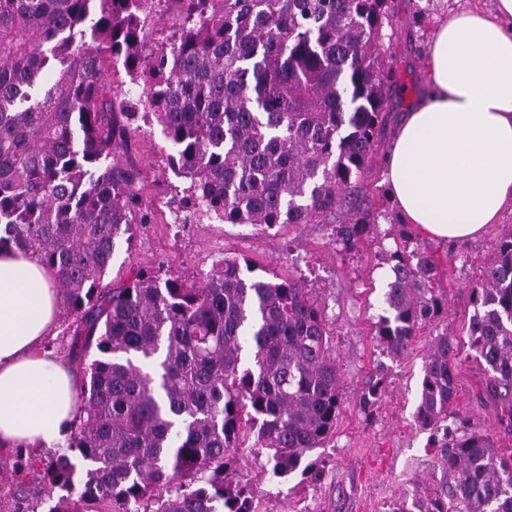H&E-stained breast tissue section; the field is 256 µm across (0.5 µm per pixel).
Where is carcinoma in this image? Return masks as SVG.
<instances>
[{
    "instance_id": "carcinoma-1",
    "label": "carcinoma",
    "mask_w": 512,
    "mask_h": 512,
    "mask_svg": "<svg viewBox=\"0 0 512 512\" xmlns=\"http://www.w3.org/2000/svg\"><path fill=\"white\" fill-rule=\"evenodd\" d=\"M0 0V250L51 270L84 367L67 445L12 475L24 508L42 474L48 512H257L240 460L266 456L277 482L319 470L343 407L326 316L304 284L224 258L195 281L137 270L103 279L117 244L148 223L141 174L115 158L150 116L187 180L178 209L231 224H325L355 248L379 212L351 195L384 138L399 89L395 0ZM182 4L144 50L152 13ZM123 59L142 112L117 100L105 63ZM376 338L393 358L445 307L439 264L420 243L386 251ZM468 344L512 436V231L472 289ZM253 353L242 366L244 345ZM460 350L442 334L425 357L415 421L452 472L413 511L512 512V444L455 410ZM383 377L359 401L373 414Z\"/></svg>"
}]
</instances>
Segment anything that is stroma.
Returning <instances> with one entry per match:
<instances>
[{"label":"stroma","mask_w":512,"mask_h":512,"mask_svg":"<svg viewBox=\"0 0 512 512\" xmlns=\"http://www.w3.org/2000/svg\"><path fill=\"white\" fill-rule=\"evenodd\" d=\"M422 8V22L413 11ZM477 8L492 10L493 0H417L402 5L395 28V45L402 80L423 81L424 56L437 18L447 12ZM169 146L155 122L143 121L127 147L118 149L120 161L141 172L143 203L152 213L150 224L116 249L105 281L118 287L128 283L136 268H168L192 281L215 261L226 257L248 261L256 273L302 279L310 297L324 309L341 374L344 406L336 429L318 449L321 468L301 481L292 477L276 484L261 463L246 458L242 468L262 512H392L396 504L415 507L439 491L445 481L436 453L427 446V434L414 421L419 401L422 365L432 338L448 332L465 342L474 308L471 289L493 258L502 235L512 229V210L499 223L488 225L478 238L451 243L411 232L412 241L426 245L437 259L438 285L448 307L435 321L420 328L407 353L391 358L374 336L382 312L388 279L384 253L393 249L402 222L390 195L383 158L366 171L353 204L380 212L376 231L351 251L343 250L333 235V224H279L262 229L250 224L218 220L175 224V196L186 182L169 169ZM384 372V392L373 417L358 407L365 382L375 370ZM481 371L462 358L457 374L456 406L478 427L498 429L497 410L480 392Z\"/></svg>","instance_id":"obj_1"}]
</instances>
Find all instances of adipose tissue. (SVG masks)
<instances>
[{"label":"adipose tissue","mask_w":512,"mask_h":512,"mask_svg":"<svg viewBox=\"0 0 512 512\" xmlns=\"http://www.w3.org/2000/svg\"><path fill=\"white\" fill-rule=\"evenodd\" d=\"M427 82L399 122L386 174L404 223L464 241L512 209V0L437 22ZM60 298L32 255L0 252V454L53 443L76 413L77 378L44 342Z\"/></svg>","instance_id":"ef3b65f1"}]
</instances>
